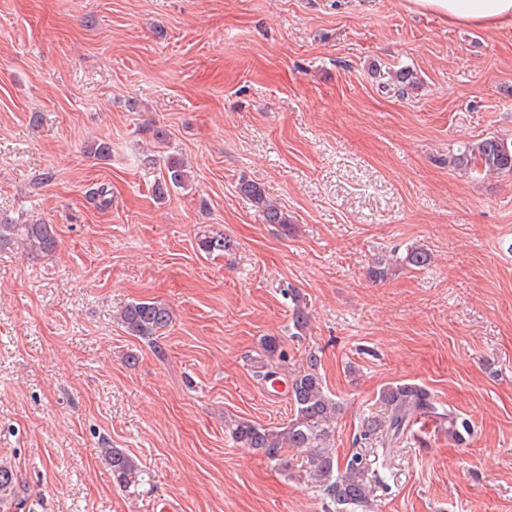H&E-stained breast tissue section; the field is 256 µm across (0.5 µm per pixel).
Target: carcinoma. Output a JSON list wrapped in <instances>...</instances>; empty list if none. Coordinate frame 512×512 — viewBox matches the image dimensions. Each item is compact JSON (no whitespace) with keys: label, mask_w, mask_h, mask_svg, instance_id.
I'll return each mask as SVG.
<instances>
[{"label":"carcinoma","mask_w":512,"mask_h":512,"mask_svg":"<svg viewBox=\"0 0 512 512\" xmlns=\"http://www.w3.org/2000/svg\"><path fill=\"white\" fill-rule=\"evenodd\" d=\"M391 83L382 88H392L395 94L405 96L417 86V78L410 70H400L390 75ZM453 163L465 170H479L485 174L512 173V141L498 136H488L473 141L464 150L453 156ZM192 181V172L183 159H168L165 172L154 185V194L164 199L171 193L187 188ZM239 190L263 214L264 223L282 227L290 223L288 214L270 200L265 189L251 182L240 180ZM91 200L100 209L112 204L109 187L100 185L90 192ZM22 235L30 249L38 255H47L57 246L55 230L50 224H13L0 217V241ZM230 246L223 234L213 232L200 235L199 248L208 255H220ZM431 260L428 250L421 247L409 249L401 259L402 264L421 270ZM293 304L292 323L301 332L308 325V316L303 309V300L293 288L288 289ZM119 320L125 331L135 337L153 340L172 323L171 308L158 301H133L121 311ZM263 350L267 361L252 364L256 378L261 382L278 380L273 359L286 360V353L275 337L265 339ZM288 396L294 408L293 418L281 427H268L254 421L239 418L227 422V430L234 441L243 448L261 451L267 458L288 472L297 470L304 473L313 486L319 488L340 509L365 508L372 495L371 487L364 479L363 457L355 453L344 461L329 449L322 447L323 426L336 420L339 405L323 384L318 372V358L309 354L306 367L288 380ZM379 400L384 406V416L367 418L361 425L360 436L371 440L389 455L399 447L404 438L413 433L419 420L428 418L448 428V438L462 445L471 434L470 419L451 409L444 408L431 392L423 386L410 383L385 386ZM308 448L300 463L285 456L288 449ZM105 457L112 469V476L118 486L127 488L142 480V470L136 460L121 448L105 449ZM27 495L24 485L11 463L0 462V505L4 504L14 512H24Z\"/></svg>","instance_id":"cac0c4a2"}]
</instances>
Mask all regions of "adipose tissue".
Segmentation results:
<instances>
[{
	"label": "adipose tissue",
	"mask_w": 512,
	"mask_h": 512,
	"mask_svg": "<svg viewBox=\"0 0 512 512\" xmlns=\"http://www.w3.org/2000/svg\"><path fill=\"white\" fill-rule=\"evenodd\" d=\"M411 10L452 25L497 27L512 22V0H408Z\"/></svg>",
	"instance_id": "obj_1"
}]
</instances>
